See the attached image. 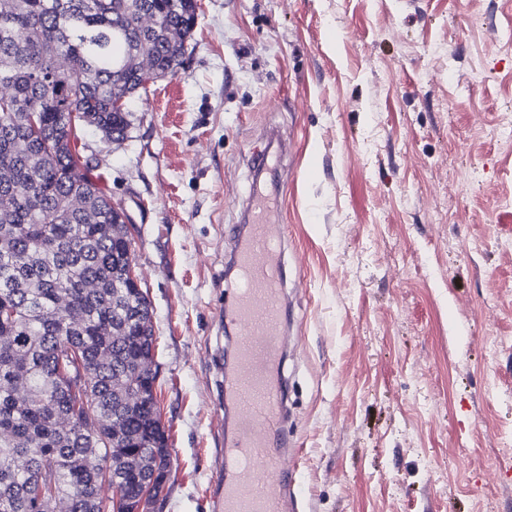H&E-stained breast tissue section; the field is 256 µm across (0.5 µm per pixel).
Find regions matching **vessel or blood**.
<instances>
[{"label":"vessel or blood","instance_id":"obj_1","mask_svg":"<svg viewBox=\"0 0 512 512\" xmlns=\"http://www.w3.org/2000/svg\"><path fill=\"white\" fill-rule=\"evenodd\" d=\"M279 246L265 203L254 199L250 231L236 248L240 287L224 312L238 329L239 341L236 365L224 382L235 421L213 489L218 512H286L295 494L296 471L286 454L272 446L284 406L273 376L282 345Z\"/></svg>","mask_w":512,"mask_h":512}]
</instances>
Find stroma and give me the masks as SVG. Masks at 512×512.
Listing matches in <instances>:
<instances>
[{"label": "stroma", "mask_w": 512, "mask_h": 512, "mask_svg": "<svg viewBox=\"0 0 512 512\" xmlns=\"http://www.w3.org/2000/svg\"><path fill=\"white\" fill-rule=\"evenodd\" d=\"M124 140L77 129L129 216L171 454L214 512L246 206L282 234L300 512H512V0H198Z\"/></svg>", "instance_id": "35a3bbf8"}]
</instances>
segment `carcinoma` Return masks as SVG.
<instances>
[{"mask_svg": "<svg viewBox=\"0 0 512 512\" xmlns=\"http://www.w3.org/2000/svg\"><path fill=\"white\" fill-rule=\"evenodd\" d=\"M196 6L0 0V512H104L93 459L109 461L112 486L132 503L146 472L130 458L167 475L153 380L135 370L155 338L151 302L128 275L127 215L78 166L72 138L80 121L110 140L127 136L130 112L116 102L142 89L146 58L152 78L176 74ZM63 345L80 351L88 375L78 395L61 375ZM85 406L95 432L57 427ZM45 471L55 496L37 507L28 486Z\"/></svg>", "mask_w": 512, "mask_h": 512, "instance_id": "carcinoma-1", "label": "carcinoma"}]
</instances>
